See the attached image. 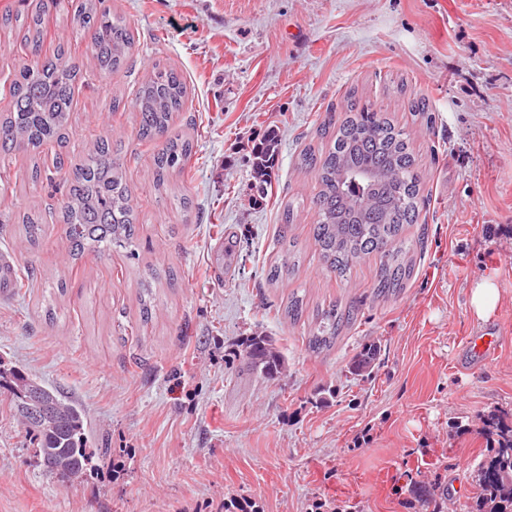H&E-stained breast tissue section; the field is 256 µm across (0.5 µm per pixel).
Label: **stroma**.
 <instances>
[{"mask_svg": "<svg viewBox=\"0 0 512 512\" xmlns=\"http://www.w3.org/2000/svg\"><path fill=\"white\" fill-rule=\"evenodd\" d=\"M135 34L126 69L79 87L65 149L12 155L0 190V254L39 273L26 295L0 284V359L59 387L87 412L104 462L63 484L0 397V512H407L415 485L440 512H468L475 475L496 443L485 421L512 422V0H107ZM188 88L170 130L193 137L190 179L152 183L154 147L136 137L131 101L155 65ZM387 112L419 158L428 201L410 226L414 271L398 296H375L380 257L346 276L327 270L313 239L314 172L295 164L318 144L327 108L348 95ZM429 104L415 117L413 99ZM278 141L264 199L252 189L253 147ZM107 139L123 146L139 213L138 255L74 261L61 223L38 246L23 214L58 203L46 177ZM43 181L32 183V167ZM186 196L189 206L176 204ZM300 208L281 230L283 208ZM294 239V276L267 274ZM154 288L151 318L141 282ZM495 274L492 319L470 308L475 281ZM307 314L284 312L291 295ZM338 303L355 320L335 346L307 345L311 315ZM497 353L470 359L472 333ZM256 333L285 359L280 378L247 370ZM370 373L351 364L367 345ZM401 487L394 495L393 487Z\"/></svg>", "mask_w": 512, "mask_h": 512, "instance_id": "35a3bbf8", "label": "stroma"}]
</instances>
